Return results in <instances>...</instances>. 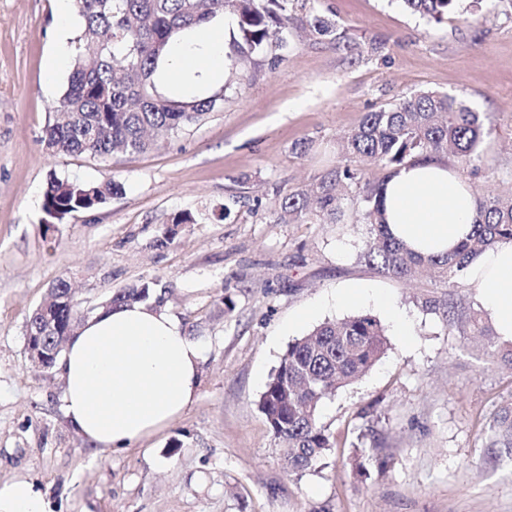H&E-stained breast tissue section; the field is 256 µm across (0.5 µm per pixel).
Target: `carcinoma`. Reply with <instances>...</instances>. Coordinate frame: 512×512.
I'll return each mask as SVG.
<instances>
[{
    "mask_svg": "<svg viewBox=\"0 0 512 512\" xmlns=\"http://www.w3.org/2000/svg\"><path fill=\"white\" fill-rule=\"evenodd\" d=\"M411 14L440 23L456 12L460 0H400ZM288 0H76L82 18L74 38L75 56L68 84L45 130L44 142L54 153L106 159L135 155L161 146L187 125L218 110L223 96L176 100L159 91L155 74L170 43L219 15H231L225 58L236 72L269 48L282 43L288 29ZM315 37L336 40V24L310 15ZM485 116L463 99L433 91H416L389 108L364 114L344 139V155L368 158L384 170L376 180H363L347 163L322 176L310 189L285 193L279 220L288 224H343L341 190L358 189L362 207L357 220L371 227L363 258L383 274L407 281L426 270L450 288L462 287L470 262L500 242L512 241V197L478 202L481 219L471 236L444 256L415 253L391 237L383 213L381 191L400 167L451 154L467 166L482 161L481 147L490 135ZM109 179L81 184L50 178L43 198L47 218L60 222L80 211L96 209L122 192ZM190 213L176 215L156 246L170 243L176 227L193 224ZM51 300L29 314L31 325L62 323L74 314L76 300L69 282L50 285ZM149 287L129 288L112 295L113 304L145 301ZM472 331L484 336L486 354L512 365V344L504 346L479 313L469 317ZM389 348L374 317L356 315L328 320L289 344L259 400L269 428L284 449L288 469L303 472L331 448L319 420L323 399L364 376ZM488 447L512 458V406L505 407L490 427Z\"/></svg>",
    "mask_w": 512,
    "mask_h": 512,
    "instance_id": "carcinoma-1",
    "label": "carcinoma"
}]
</instances>
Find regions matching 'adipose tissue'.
Listing matches in <instances>:
<instances>
[{"label": "adipose tissue", "mask_w": 512, "mask_h": 512, "mask_svg": "<svg viewBox=\"0 0 512 512\" xmlns=\"http://www.w3.org/2000/svg\"><path fill=\"white\" fill-rule=\"evenodd\" d=\"M224 25L208 24L175 41L157 71L180 95L219 82ZM388 229L424 254L451 251L472 231L477 200L439 160L399 168L385 183ZM467 277L478 288L498 335L512 337V243L477 257ZM201 346L164 309L147 303L100 309L69 338L57 369L71 429L97 448L122 450L159 433L192 405L200 386ZM34 484L0 483V512H46Z\"/></svg>", "instance_id": "ef3b65f1"}]
</instances>
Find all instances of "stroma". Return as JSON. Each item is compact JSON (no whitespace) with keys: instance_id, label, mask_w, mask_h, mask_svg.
Instances as JSON below:
<instances>
[{"instance_id":"1","label":"stroma","mask_w":512,"mask_h":512,"mask_svg":"<svg viewBox=\"0 0 512 512\" xmlns=\"http://www.w3.org/2000/svg\"><path fill=\"white\" fill-rule=\"evenodd\" d=\"M288 12L279 59L259 57L241 82L224 75L220 111L162 147L103 161L42 142L70 74L48 69L56 0H0V482H34L50 512H512V460L485 439L512 404V367L465 331L478 289L383 275L362 257L368 225L277 221L279 196L334 169L364 113L419 90L484 113L482 162H447L477 198L512 191V0H461L440 23L398 0H290ZM314 13L335 21L338 41L306 32ZM53 176L112 177L123 192L48 225ZM182 211L195 223L173 225ZM171 226L174 240L156 247ZM60 278L86 305L149 285L150 304L201 345L198 398L160 434L115 452L68 426L59 372L26 351V320ZM354 284L390 299L412 343L373 299L345 301ZM361 314L390 347L323 400L334 444L291 472L260 396L291 342Z\"/></svg>"}]
</instances>
